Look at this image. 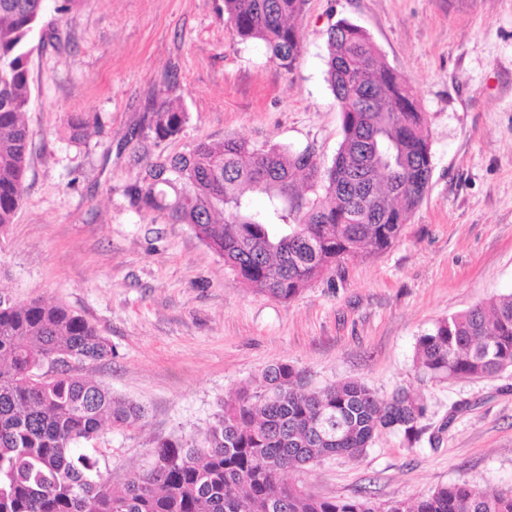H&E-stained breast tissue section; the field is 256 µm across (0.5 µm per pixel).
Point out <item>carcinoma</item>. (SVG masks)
Wrapping results in <instances>:
<instances>
[{
  "label": "carcinoma",
  "instance_id": "carcinoma-1",
  "mask_svg": "<svg viewBox=\"0 0 512 512\" xmlns=\"http://www.w3.org/2000/svg\"><path fill=\"white\" fill-rule=\"evenodd\" d=\"M47 0H0V233L14 223L32 133L29 36ZM306 0H224V21L291 74L302 45L292 19ZM327 82L342 115L331 164L316 151L200 141L167 154L187 113L152 101L131 131L135 175L123 195L138 213L187 224L255 293L289 301L360 254L397 242L432 175L424 113L404 78L361 27L327 32ZM75 140L97 118L71 115ZM111 342L63 303L0 293V512H512V488L442 486L412 506L323 498L287 474L331 455L358 458L382 431L414 443L428 407L402 390L382 399L366 383L306 389L294 366L269 368L242 387L204 431L158 441L150 462L118 485L107 454L88 447L105 427L137 429L133 402L89 379ZM416 367L431 379H479L512 369V293L442 319L421 334Z\"/></svg>",
  "mask_w": 512,
  "mask_h": 512
}]
</instances>
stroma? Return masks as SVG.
<instances>
[{"label": "stroma", "mask_w": 512, "mask_h": 512, "mask_svg": "<svg viewBox=\"0 0 512 512\" xmlns=\"http://www.w3.org/2000/svg\"><path fill=\"white\" fill-rule=\"evenodd\" d=\"M223 0H84L32 34L33 133L24 197L0 236V291L61 302L112 343L86 375L140 406V429L104 430L113 482L154 441L208 428L278 363L314 387L405 389L428 405L415 444L383 432L360 458L293 472L324 497L414 501L465 482L512 487V371L433 380L414 366L438 320L512 293V0H307L293 74L225 23ZM362 27L427 115L432 177L400 240L289 301L253 293L188 225L130 209L124 147L155 92L187 112L167 151L239 137L313 147L331 162L341 116L326 79L331 24ZM100 125L71 140L66 120Z\"/></svg>", "instance_id": "35a3bbf8"}]
</instances>
